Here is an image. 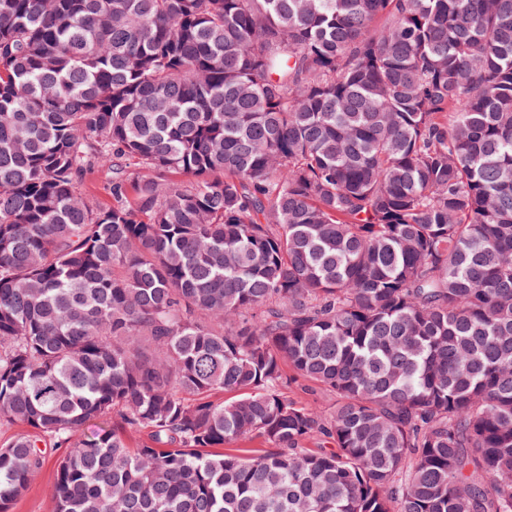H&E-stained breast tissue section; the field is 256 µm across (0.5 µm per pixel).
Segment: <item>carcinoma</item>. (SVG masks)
Returning <instances> with one entry per match:
<instances>
[{
	"label": "carcinoma",
	"mask_w": 512,
	"mask_h": 512,
	"mask_svg": "<svg viewBox=\"0 0 512 512\" xmlns=\"http://www.w3.org/2000/svg\"><path fill=\"white\" fill-rule=\"evenodd\" d=\"M0 421V512H512V0H0ZM306 387L308 388L304 390L300 386L293 385L288 389V395L322 413L328 412L336 404L334 396L326 394L317 386L309 385ZM65 448H46V460L27 490L14 502L10 512H56L55 483L58 464Z\"/></svg>",
	"instance_id": "obj_1"
}]
</instances>
